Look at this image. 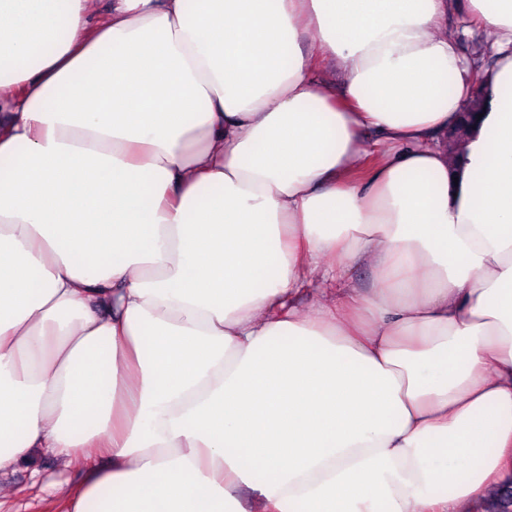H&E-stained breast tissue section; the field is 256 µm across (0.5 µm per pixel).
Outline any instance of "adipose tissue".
<instances>
[{
  "label": "adipose tissue",
  "instance_id": "1",
  "mask_svg": "<svg viewBox=\"0 0 512 512\" xmlns=\"http://www.w3.org/2000/svg\"><path fill=\"white\" fill-rule=\"evenodd\" d=\"M94 3L0 0V474L85 465L67 512H466L512 476V0ZM461 9L497 60L452 150Z\"/></svg>",
  "mask_w": 512,
  "mask_h": 512
}]
</instances>
